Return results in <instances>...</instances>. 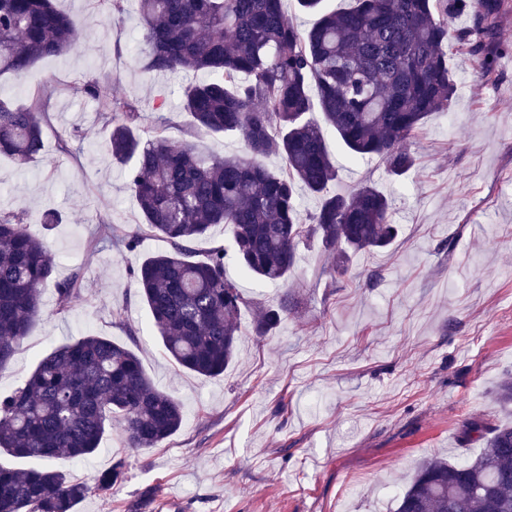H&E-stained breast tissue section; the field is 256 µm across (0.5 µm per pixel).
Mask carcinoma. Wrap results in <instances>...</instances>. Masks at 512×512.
I'll use <instances>...</instances> for the list:
<instances>
[{
    "instance_id": "1",
    "label": "carcinoma",
    "mask_w": 512,
    "mask_h": 512,
    "mask_svg": "<svg viewBox=\"0 0 512 512\" xmlns=\"http://www.w3.org/2000/svg\"><path fill=\"white\" fill-rule=\"evenodd\" d=\"M144 48L143 70L167 75L204 73L179 86L180 111L195 130L238 133L245 153L205 156L165 132L171 118L155 109L150 133L133 96L102 104L112 161L125 170L142 215L136 232L103 222L97 240L134 252L144 236L167 249L148 254L130 275L167 356L179 367L214 378L235 362L241 317L249 302L224 273L226 259L260 281L280 283L296 262L298 245L317 238L338 253L389 246L398 235L392 200L365 184L352 194L331 192L337 170L326 144L331 132L356 158L376 156L389 175L414 165L406 142L425 118L448 108L455 93L445 47L467 51L491 78L487 43L506 0H354L325 11L322 0H297L319 15L302 29L283 0H135ZM474 24L452 30L460 12ZM82 21L56 0H0V76H23L38 61L77 50ZM48 81L30 103L0 96V154L23 167L44 148ZM319 113L314 118L313 113ZM278 155L284 168L266 167ZM321 199L302 215L297 191ZM222 225L228 245L212 246L202 260L193 244ZM56 256L27 229V213L0 212V371L11 363L42 312L43 287ZM55 306L72 308L84 293L82 272L54 283ZM286 307L266 309L251 332L267 336ZM182 403L159 390L127 345L86 334L44 354L23 384L0 396V512H75L90 492L55 468L65 456L97 452L117 424L127 446L156 448L182 426ZM15 459L36 465L20 469ZM125 478V462L95 479L109 493ZM512 512V424L498 426L485 448L460 463L423 461L397 500L396 512Z\"/></svg>"
}]
</instances>
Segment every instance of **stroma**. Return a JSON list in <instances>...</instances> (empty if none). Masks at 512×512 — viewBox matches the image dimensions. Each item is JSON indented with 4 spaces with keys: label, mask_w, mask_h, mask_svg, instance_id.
<instances>
[{
    "label": "stroma",
    "mask_w": 512,
    "mask_h": 512,
    "mask_svg": "<svg viewBox=\"0 0 512 512\" xmlns=\"http://www.w3.org/2000/svg\"><path fill=\"white\" fill-rule=\"evenodd\" d=\"M57 5L82 17L92 38L23 77L0 78V95L21 103L47 80L67 85L50 101L43 152L24 168L0 155V209H27L29 231L56 255L55 278L83 270L84 299L61 312L45 292L40 317L0 371V393L21 385L52 347L95 334L132 348L185 409L161 447L130 450L114 428L92 457L57 460L87 483L113 461L126 463L125 480L111 493L90 492L79 512H163L171 496L181 512H395L424 459L457 463L481 451L465 421L512 422V405L495 399L512 379V12L498 21L493 79L466 52H449L456 93L407 142L415 165L404 176L327 137L338 169L332 192L375 185L393 200L398 237L351 255L343 274L335 256L310 241L281 285L227 262V277L248 301L286 313L268 336L243 332L237 361L203 379L164 357L130 279L159 241L144 239L132 253L91 243L99 220L130 231L140 222L124 168L110 160L101 100L135 96L148 122L159 103H175L179 82L143 72L134 8L115 22L99 0ZM88 81L98 96L69 92ZM188 122L174 116L168 137L204 155L243 152L238 137L194 133ZM69 133L74 151L65 155L57 139ZM50 212L62 223L40 224Z\"/></svg>",
    "instance_id": "stroma-1"
}]
</instances>
